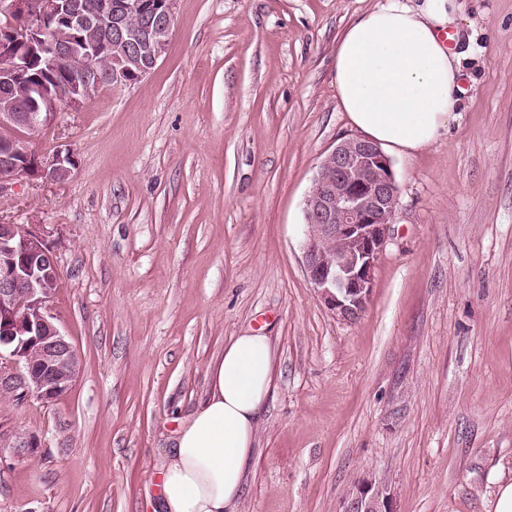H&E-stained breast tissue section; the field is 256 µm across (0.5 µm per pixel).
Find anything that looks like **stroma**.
I'll list each match as a JSON object with an SVG mask.
<instances>
[{
  "label": "stroma",
  "mask_w": 512,
  "mask_h": 512,
  "mask_svg": "<svg viewBox=\"0 0 512 512\" xmlns=\"http://www.w3.org/2000/svg\"><path fill=\"white\" fill-rule=\"evenodd\" d=\"M377 2L177 0L151 74L34 141L74 174L23 181L0 223L41 226L81 368L51 403L0 393V512H154L174 431L248 330L278 360L236 512H338L371 475L395 512H494L512 479V0H457L458 110L392 156L394 220L345 320L309 282L304 207L353 134L336 38Z\"/></svg>",
  "instance_id": "35a3bbf8"
}]
</instances>
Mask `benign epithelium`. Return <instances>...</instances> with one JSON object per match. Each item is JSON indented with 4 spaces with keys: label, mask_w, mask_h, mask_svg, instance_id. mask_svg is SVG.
Here are the masks:
<instances>
[{
    "label": "benign epithelium",
    "mask_w": 512,
    "mask_h": 512,
    "mask_svg": "<svg viewBox=\"0 0 512 512\" xmlns=\"http://www.w3.org/2000/svg\"><path fill=\"white\" fill-rule=\"evenodd\" d=\"M175 3L124 0L118 5L121 20L106 23L83 0H0V13L8 18L0 27V82L19 88L29 102L23 110L0 108V197L21 178L68 181L72 154L39 153L35 137L53 124L61 105L77 107L105 85H127L150 74L167 53ZM85 28L101 29L103 43L122 44L128 55L103 71V49L81 40ZM75 56L79 67L68 90L31 81L32 60L41 57L53 69ZM397 193L390 159L369 140L340 141L318 166L305 204V263L312 288L343 319L356 318L366 307ZM59 279L44 234L31 225L0 224V351L23 366L17 375L0 373L1 391L50 403L72 388L81 357L47 310ZM394 500L388 485L363 477L339 512H395Z\"/></svg>",
    "instance_id": "1"
}]
</instances>
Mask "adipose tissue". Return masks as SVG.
Here are the masks:
<instances>
[{
    "label": "adipose tissue",
    "mask_w": 512,
    "mask_h": 512,
    "mask_svg": "<svg viewBox=\"0 0 512 512\" xmlns=\"http://www.w3.org/2000/svg\"><path fill=\"white\" fill-rule=\"evenodd\" d=\"M456 0H379L336 39L332 76L350 126L381 148L414 154L439 141L462 91L444 34ZM269 336L232 337L209 369L206 396L182 421L159 478L160 512H235L274 384Z\"/></svg>",
    "instance_id": "1"
}]
</instances>
